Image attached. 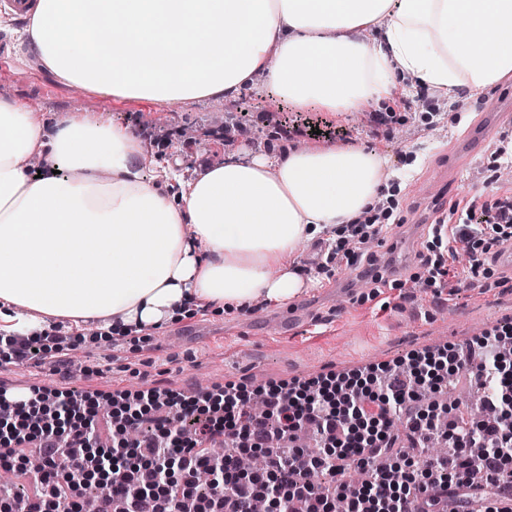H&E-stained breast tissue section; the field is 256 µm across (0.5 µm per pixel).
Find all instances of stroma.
I'll return each instance as SVG.
<instances>
[{
  "instance_id": "1",
  "label": "stroma",
  "mask_w": 512,
  "mask_h": 512,
  "mask_svg": "<svg viewBox=\"0 0 512 512\" xmlns=\"http://www.w3.org/2000/svg\"><path fill=\"white\" fill-rule=\"evenodd\" d=\"M0 84L12 96L34 105L36 120L51 122L82 99V113L103 124H119L136 136L146 129L205 128L199 143L171 138L155 149H143L139 163L146 181L157 182L163 167L177 178L170 192L181 190L201 162L220 164L230 156L273 157L292 145L276 137L275 127L285 120L276 111L274 93L262 82L243 87L231 102L255 133L254 142L224 145L221 128L206 118L209 100H188L174 107L89 91L59 80L41 64L28 42L19 40L8 11L0 10ZM512 94V77L476 94L460 91L448 97L425 85L410 90L409 136H371L364 112H338L335 120L351 127L352 143L375 151L382 159L387 184L413 159L421 163L402 183L393 199V219L384 225L372 248L392 274L381 283L361 277L355 268L317 272L324 243L314 240L297 253L306 286L282 306H263L237 316L216 317L201 312L194 318L145 333L139 340L115 339L107 344L87 342L70 347L69 356L83 359L81 374L54 371L55 353L35 363L0 366V381L37 384L64 393L156 388L191 395L201 384L218 388L246 383L249 388L304 381L330 372H357L372 366H396L416 352L448 344H468L512 318L511 273L487 256L478 274L463 264L453 266L455 281L448 287L409 289L408 281L422 276L421 257L432 247V223L449 204L474 195L493 198L512 190V180L499 178L494 142L470 151L467 141L479 130L494 125ZM302 308L325 319L319 333L305 335L281 329L280 320Z\"/></svg>"
}]
</instances>
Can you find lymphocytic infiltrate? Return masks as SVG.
I'll use <instances>...</instances> for the list:
<instances>
[{"label":"lymphocytic infiltrate","mask_w":512,"mask_h":512,"mask_svg":"<svg viewBox=\"0 0 512 512\" xmlns=\"http://www.w3.org/2000/svg\"><path fill=\"white\" fill-rule=\"evenodd\" d=\"M286 140L321 135L335 140L350 136L346 126L320 115L297 116L278 126ZM381 206L365 212L351 226L341 250L327 262L348 267L375 266L366 244L377 236ZM450 229H434L445 253L423 256L430 279L445 280L449 257L469 246L483 227H501L488 239L494 248L512 238V193L485 200L474 196L452 204ZM512 335V322L469 345L415 355L402 369H369L366 373L325 376L262 389L266 411L249 412L246 385L228 384L218 391L186 397L167 390L120 391L110 407L119 408V432L99 445L100 402L96 395L76 400L39 386L16 399L0 385V468L30 474L41 491L27 499L23 512H83V488L89 471L109 476L101 489L99 512H181L193 499L196 476L206 470L212 484L206 498L210 512H251L264 495L269 512H336L344 500L348 512H512V357L498 343ZM476 363L474 383L494 420H474L455 408L422 406L420 394L441 392L449 375ZM153 424V436L129 437V430ZM301 430L316 436L319 449L297 448L292 437ZM448 444L443 456L430 455L435 438ZM246 442L260 449L263 493L241 479L240 454H209L212 442ZM327 475V485L309 484L303 468ZM357 468L363 479L348 492L345 474Z\"/></svg>","instance_id":"lymphocytic-infiltrate-1"}]
</instances>
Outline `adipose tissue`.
Returning <instances> with one entry per match:
<instances>
[{
	"instance_id": "1",
	"label": "adipose tissue",
	"mask_w": 512,
	"mask_h": 512,
	"mask_svg": "<svg viewBox=\"0 0 512 512\" xmlns=\"http://www.w3.org/2000/svg\"><path fill=\"white\" fill-rule=\"evenodd\" d=\"M30 15L55 77L165 106L259 74L296 107L338 112L386 109L409 82L481 91L512 75V0H35ZM38 147L66 176L27 173ZM139 153L127 128L75 112L43 123L0 97L1 333L63 322L107 343L204 307L286 304L304 286L301 245L352 223L383 184L374 152L343 145L230 157L175 199L144 181Z\"/></svg>"
}]
</instances>
